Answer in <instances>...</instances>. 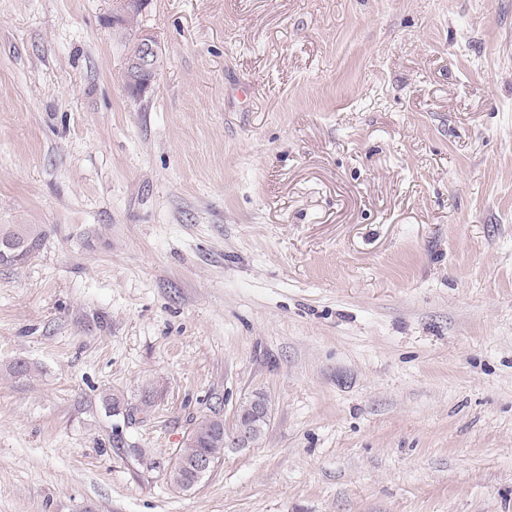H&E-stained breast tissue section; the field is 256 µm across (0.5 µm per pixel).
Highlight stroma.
Listing matches in <instances>:
<instances>
[{"instance_id": "35a3bbf8", "label": "stroma", "mask_w": 512, "mask_h": 512, "mask_svg": "<svg viewBox=\"0 0 512 512\" xmlns=\"http://www.w3.org/2000/svg\"><path fill=\"white\" fill-rule=\"evenodd\" d=\"M121 7L0 0V512H512V0ZM122 12L111 19L112 25L133 34L124 66V81L131 92L140 96L154 84L159 72L161 46L148 33L135 29L144 9V0H121ZM45 238L42 224H0V266L26 263L39 252ZM249 400L243 403H248ZM244 404L239 406L235 420L229 430L224 426V419L216 413L214 416L202 417L195 423L193 430L185 439L182 448L178 451L175 464L169 471L168 478L171 484L180 490L185 489L189 478L188 467L192 465L198 456L207 454L215 463H220L224 457V448H228L229 445H237V443L243 445L244 441L240 433L235 439L236 433L242 427L247 429V431H251L253 436L252 441L248 445L262 439L268 424L265 423L261 427H253L251 424L256 423V419H250V413L243 412L245 409ZM215 463L208 457H202L197 461L195 465L197 483L212 471Z\"/></svg>"}]
</instances>
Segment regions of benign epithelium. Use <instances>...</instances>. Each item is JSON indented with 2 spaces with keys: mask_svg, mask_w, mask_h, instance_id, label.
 <instances>
[{
  "mask_svg": "<svg viewBox=\"0 0 512 512\" xmlns=\"http://www.w3.org/2000/svg\"><path fill=\"white\" fill-rule=\"evenodd\" d=\"M122 12L111 19L112 25L133 34L124 66V81L128 89L140 96L154 84L159 72L161 46L148 33L136 30L144 0H121Z\"/></svg>",
  "mask_w": 512,
  "mask_h": 512,
  "instance_id": "obj_1",
  "label": "benign epithelium"
}]
</instances>
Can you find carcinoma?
<instances>
[{
    "label": "carcinoma",
    "instance_id": "obj_1",
    "mask_svg": "<svg viewBox=\"0 0 512 512\" xmlns=\"http://www.w3.org/2000/svg\"><path fill=\"white\" fill-rule=\"evenodd\" d=\"M46 230L42 224H0V266H17L26 263L42 248ZM256 420L249 418L244 406H239L231 428L224 426L219 415L205 416L195 423L193 430L179 449L177 460L170 469L168 478L176 488L185 489L189 478L188 467L202 454L215 462L224 457V449L236 444V433L245 428L251 431L252 442L262 439L266 426H254Z\"/></svg>",
    "mask_w": 512,
    "mask_h": 512
}]
</instances>
